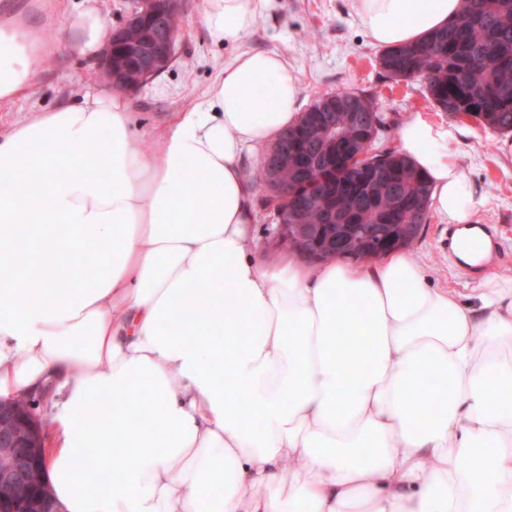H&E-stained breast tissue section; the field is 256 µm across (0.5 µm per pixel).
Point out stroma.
Masks as SVG:
<instances>
[{
    "mask_svg": "<svg viewBox=\"0 0 512 512\" xmlns=\"http://www.w3.org/2000/svg\"><path fill=\"white\" fill-rule=\"evenodd\" d=\"M82 0H0V17L33 28L51 52L41 64L38 86L29 97L0 104V130L29 118L34 110L72 102L87 88L102 84L98 63L75 58L59 36ZM179 19L176 57L169 68L131 92L137 149H149L176 112L201 103L240 51L282 55L297 77L304 104L326 91L356 90L374 97L387 126L375 150L396 146V130L408 112L420 110L435 122L458 129L453 147L481 194L474 223L498 225L512 253V159L498 149L501 134L476 120L449 116L428 101L418 81L385 80L371 46L350 13L348 0H271L252 30L237 44H214L201 24L203 0H173ZM448 225L430 217L411 250L430 284L452 288L472 300L480 277L457 270L448 260Z\"/></svg>",
    "mask_w": 512,
    "mask_h": 512,
    "instance_id": "stroma-1",
    "label": "stroma"
}]
</instances>
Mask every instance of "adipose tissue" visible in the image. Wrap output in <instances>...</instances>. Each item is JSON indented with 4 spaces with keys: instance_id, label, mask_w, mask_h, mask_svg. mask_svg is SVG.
Here are the masks:
<instances>
[{
    "instance_id": "obj_1",
    "label": "adipose tissue",
    "mask_w": 512,
    "mask_h": 512,
    "mask_svg": "<svg viewBox=\"0 0 512 512\" xmlns=\"http://www.w3.org/2000/svg\"><path fill=\"white\" fill-rule=\"evenodd\" d=\"M269 2L203 0L201 21L232 43ZM350 9L386 49L461 0ZM110 35L84 0L61 42L89 61ZM47 52L0 21V102ZM299 102L280 54L244 51L147 151L110 85L0 131V396L42 402L60 512H512V281L467 304L406 252L256 259L246 159ZM454 137L418 110L397 130L431 210L467 224L479 190ZM82 247L91 282L60 286Z\"/></svg>"
}]
</instances>
